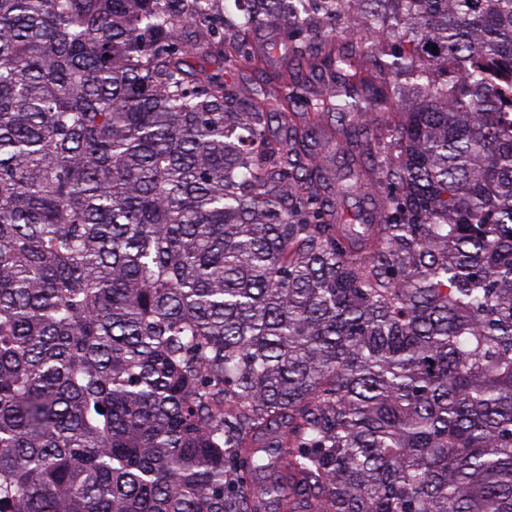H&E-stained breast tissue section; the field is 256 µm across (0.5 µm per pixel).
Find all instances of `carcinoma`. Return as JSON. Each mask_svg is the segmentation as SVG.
Masks as SVG:
<instances>
[{
  "label": "carcinoma",
  "mask_w": 512,
  "mask_h": 512,
  "mask_svg": "<svg viewBox=\"0 0 512 512\" xmlns=\"http://www.w3.org/2000/svg\"><path fill=\"white\" fill-rule=\"evenodd\" d=\"M235 2L0 0V512H512V0Z\"/></svg>",
  "instance_id": "carcinoma-1"
}]
</instances>
